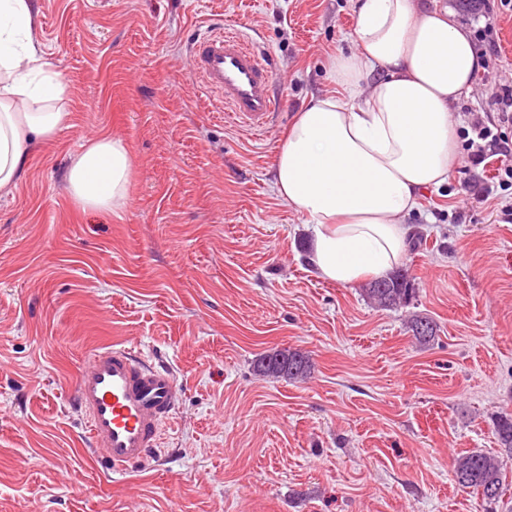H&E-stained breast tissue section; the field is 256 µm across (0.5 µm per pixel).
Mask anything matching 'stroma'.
<instances>
[{
  "label": "stroma",
  "instance_id": "1",
  "mask_svg": "<svg viewBox=\"0 0 512 512\" xmlns=\"http://www.w3.org/2000/svg\"><path fill=\"white\" fill-rule=\"evenodd\" d=\"M469 31L495 19L498 58L453 112L465 127L512 82V0H435ZM44 59L71 89V126L0 191V512H486L451 464L493 450L512 412V189L482 202L456 169L408 218L411 304L320 279L312 229L275 194L297 112L334 88L355 0H38ZM238 30L269 63L278 106L260 133L192 78L191 42ZM126 141L120 211L80 209L71 155ZM438 332L418 344L411 315ZM123 344L174 370L184 397L159 448L122 476L74 405L95 350ZM314 364L260 377V355ZM257 372L271 378H288V381H302L311 374L310 358L300 351L275 350L261 355L254 362Z\"/></svg>",
  "mask_w": 512,
  "mask_h": 512
}]
</instances>
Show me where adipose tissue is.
I'll use <instances>...</instances> for the list:
<instances>
[{"instance_id": "ef3b65f1", "label": "adipose tissue", "mask_w": 512, "mask_h": 512, "mask_svg": "<svg viewBox=\"0 0 512 512\" xmlns=\"http://www.w3.org/2000/svg\"><path fill=\"white\" fill-rule=\"evenodd\" d=\"M37 14L36 0H0V190L34 143L71 125L70 88L42 56ZM352 37L354 50L328 62L335 93L300 111L272 166L277 197L314 230V269L344 286L402 261L419 193L457 168L452 107L480 68L468 31L420 0H357ZM132 166L122 139L82 147L65 176L73 203L122 209Z\"/></svg>"}]
</instances>
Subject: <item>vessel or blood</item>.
Returning <instances> with one entry per match:
<instances>
[{"label":"vessel or blood","mask_w":512,"mask_h":512,"mask_svg":"<svg viewBox=\"0 0 512 512\" xmlns=\"http://www.w3.org/2000/svg\"><path fill=\"white\" fill-rule=\"evenodd\" d=\"M192 76L220 94L231 119L264 128L275 114L269 65L234 33L197 38ZM183 388L170 368L127 346L94 351L76 383L75 404L86 419L94 456L120 473L144 462L177 409Z\"/></svg>","instance_id":"vessel-or-blood-1"}]
</instances>
